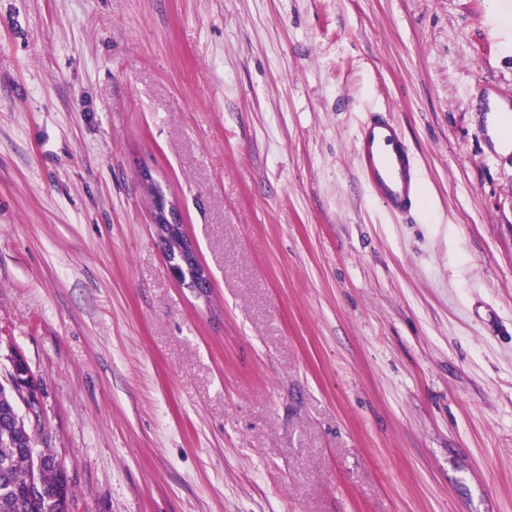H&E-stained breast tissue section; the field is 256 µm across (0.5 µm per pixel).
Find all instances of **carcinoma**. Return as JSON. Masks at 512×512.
Instances as JSON below:
<instances>
[{"label": "carcinoma", "instance_id": "obj_1", "mask_svg": "<svg viewBox=\"0 0 512 512\" xmlns=\"http://www.w3.org/2000/svg\"><path fill=\"white\" fill-rule=\"evenodd\" d=\"M12 399L0 383V512H71L74 484L52 465L55 452L39 448L33 457L17 447L28 430L22 417L5 412Z\"/></svg>", "mask_w": 512, "mask_h": 512}]
</instances>
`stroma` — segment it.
<instances>
[{"instance_id": "1", "label": "stroma", "mask_w": 512, "mask_h": 512, "mask_svg": "<svg viewBox=\"0 0 512 512\" xmlns=\"http://www.w3.org/2000/svg\"><path fill=\"white\" fill-rule=\"evenodd\" d=\"M493 101L512 0H0V381L73 512H512ZM385 108L409 217L353 152ZM354 153L370 193L390 213L408 215L418 210V166L391 115L374 114L360 125ZM155 226L157 235L165 246L170 263V257H175L179 264L190 273L189 285L200 293L209 288V274L199 263L197 251L192 241L184 235L182 224L175 207L156 210ZM11 366V375L15 380L13 384L14 411L19 412V405L22 404L29 414L37 417L40 404L39 387L27 368L25 359L19 353L12 354ZM20 367L25 368L24 372H20Z\"/></svg>"}]
</instances>
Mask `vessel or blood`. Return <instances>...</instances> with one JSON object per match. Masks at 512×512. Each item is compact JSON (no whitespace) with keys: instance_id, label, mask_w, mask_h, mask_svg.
I'll use <instances>...</instances> for the list:
<instances>
[{"instance_id":"b4317fda","label":"vessel or blood","mask_w":512,"mask_h":512,"mask_svg":"<svg viewBox=\"0 0 512 512\" xmlns=\"http://www.w3.org/2000/svg\"><path fill=\"white\" fill-rule=\"evenodd\" d=\"M354 153L370 193L390 213L408 215L418 210V166L391 115L375 114L360 125Z\"/></svg>"}]
</instances>
